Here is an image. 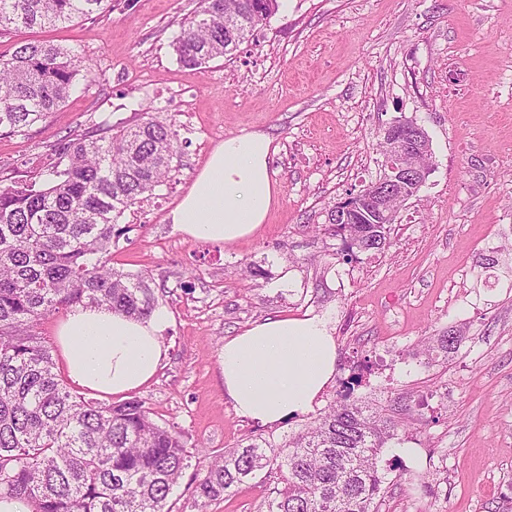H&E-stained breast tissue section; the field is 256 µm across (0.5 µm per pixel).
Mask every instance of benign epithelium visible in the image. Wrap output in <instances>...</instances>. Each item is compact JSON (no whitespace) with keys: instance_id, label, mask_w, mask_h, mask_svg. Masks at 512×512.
Returning a JSON list of instances; mask_svg holds the SVG:
<instances>
[{"instance_id":"1","label":"benign epithelium","mask_w":512,"mask_h":512,"mask_svg":"<svg viewBox=\"0 0 512 512\" xmlns=\"http://www.w3.org/2000/svg\"><path fill=\"white\" fill-rule=\"evenodd\" d=\"M383 139L388 141L389 152L399 161L364 192L370 224L388 223L394 212L417 194V189L428 177V173L415 172L408 166L412 154L431 152L430 142L414 131L412 123H389L383 129Z\"/></svg>"}]
</instances>
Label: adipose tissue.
<instances>
[{
  "label": "adipose tissue",
  "instance_id": "ef3b65f1",
  "mask_svg": "<svg viewBox=\"0 0 512 512\" xmlns=\"http://www.w3.org/2000/svg\"><path fill=\"white\" fill-rule=\"evenodd\" d=\"M271 154L263 134L224 139L173 210L172 223L198 242L233 243L253 235L277 201ZM165 324L158 312L139 320L101 308H74L56 336L69 381L99 396L138 389L165 356ZM219 365L236 411L274 425L312 409L334 376L336 341L319 318H268L227 339Z\"/></svg>",
  "mask_w": 512,
  "mask_h": 512
}]
</instances>
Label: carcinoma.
<instances>
[{
  "mask_svg": "<svg viewBox=\"0 0 512 512\" xmlns=\"http://www.w3.org/2000/svg\"><path fill=\"white\" fill-rule=\"evenodd\" d=\"M106 0H0V34L45 29L91 15ZM277 0H200L173 40L178 62L197 68L233 55ZM92 71L70 50L21 40L0 54V134L16 135L47 119ZM177 133L166 118L106 123L59 148L43 184L0 185V496L32 512H172L170 498L194 453L183 436L154 421L136 397L101 403L69 390L51 347L34 324L61 309L104 307L138 319L158 297L142 273L112 266L119 218L153 194L173 170ZM353 194L327 211V231L346 255L380 251L390 224H345ZM459 337L446 332L429 350L448 356ZM368 365L343 383L304 430L277 443L261 435L213 456L195 479L198 512L262 474L278 476L262 512H382L391 480L379 466L404 421L394 408L353 398Z\"/></svg>",
  "mask_w": 512,
  "mask_h": 512,
  "instance_id": "carcinoma-1",
  "label": "carcinoma"
}]
</instances>
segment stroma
<instances>
[{
  "label": "stroma",
  "instance_id": "35a3bbf8",
  "mask_svg": "<svg viewBox=\"0 0 512 512\" xmlns=\"http://www.w3.org/2000/svg\"><path fill=\"white\" fill-rule=\"evenodd\" d=\"M199 0H112L72 23L0 37L59 44L90 64L69 100L28 131L0 136V182L43 181L69 135L171 117L179 153L169 181L119 220L115 267L165 288L166 356L136 390L155 421L216 455L253 435L281 439L315 411L261 426L224 391L226 339L279 315L321 319L336 340L328 405L353 367L357 394L407 405L385 512H512V0H278L240 51L199 68L171 42ZM415 118L432 170L401 209L385 250L343 262L326 211L374 182L383 128ZM262 133L279 198L251 237L190 240L169 215L210 151ZM257 276L243 275L246 264ZM454 331L445 363L433 337ZM270 488L247 481L208 512H260Z\"/></svg>",
  "mask_w": 512,
  "mask_h": 512
}]
</instances>
